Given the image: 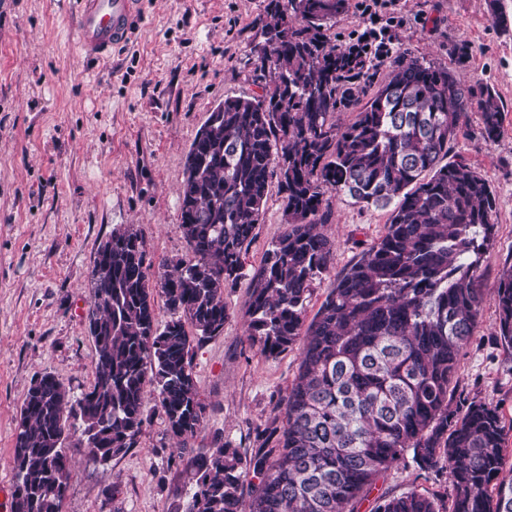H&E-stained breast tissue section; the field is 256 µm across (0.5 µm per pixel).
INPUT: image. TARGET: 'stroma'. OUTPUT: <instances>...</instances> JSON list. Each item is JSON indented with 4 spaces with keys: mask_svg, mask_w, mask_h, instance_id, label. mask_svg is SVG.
Returning <instances> with one entry per match:
<instances>
[{
    "mask_svg": "<svg viewBox=\"0 0 512 512\" xmlns=\"http://www.w3.org/2000/svg\"><path fill=\"white\" fill-rule=\"evenodd\" d=\"M496 24L487 0H398L407 24L401 51L460 68L474 88H493L503 133L484 141L478 112L449 160L475 167L500 198L496 240L480 273L494 287L512 257V0ZM265 0H147V24L110 62L73 49L76 0H0V512H12L16 420L35 378L55 375L73 394L94 383L87 335L90 271L115 225L132 224L153 261L187 258L179 190L196 131L225 98L262 94L252 49L264 40ZM323 230L334 242L329 270L310 287L314 317L336 277L385 232L388 210L331 198ZM286 227L284 195L270 185L266 212L243 257L245 276L224 291L221 335L192 342L204 422L189 447L216 442L245 457L258 431L279 416L299 366L298 347L268 357L248 340V276ZM486 304L460 355V401L487 399L512 417V349L496 339ZM134 445L106 463L90 461L70 429L72 460L62 512H183L186 458L154 404ZM433 493V475L412 459L388 470L358 512L380 496Z\"/></svg>",
    "mask_w": 512,
    "mask_h": 512,
    "instance_id": "35a3bbf8",
    "label": "stroma"
}]
</instances>
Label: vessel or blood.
<instances>
[{"label":"vessel or blood","instance_id":"b4317fda","mask_svg":"<svg viewBox=\"0 0 512 512\" xmlns=\"http://www.w3.org/2000/svg\"><path fill=\"white\" fill-rule=\"evenodd\" d=\"M145 23V0H77V53L97 61L107 59Z\"/></svg>","mask_w":512,"mask_h":512}]
</instances>
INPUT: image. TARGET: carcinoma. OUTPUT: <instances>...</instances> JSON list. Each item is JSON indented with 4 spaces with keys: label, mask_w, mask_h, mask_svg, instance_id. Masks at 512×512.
I'll use <instances>...</instances> for the list:
<instances>
[{
    "label": "carcinoma",
    "mask_w": 512,
    "mask_h": 512,
    "mask_svg": "<svg viewBox=\"0 0 512 512\" xmlns=\"http://www.w3.org/2000/svg\"><path fill=\"white\" fill-rule=\"evenodd\" d=\"M347 8L348 0H267L274 23L255 65L271 85L224 99L186 157L187 259L171 272L165 260L153 264L132 224L115 225L98 247L87 316L94 383L75 397L45 373L29 388L13 449L14 512H61L70 416L96 441L92 459L106 461L135 443L151 385L168 434L194 436L205 407L187 326L203 338L224 332V288L242 277L274 178L287 228L250 277L246 333L266 356L302 342L298 374L280 403L281 424L261 431L274 447L247 459L219 444L187 459L194 491L184 512H356L408 453L449 481L451 504L410 490L377 499L373 512H512V422L485 400L455 404L460 352L486 302L498 314L497 339L512 349V265L495 287H482L498 197L469 164L443 162L472 106L486 141L501 135L503 110L492 88L476 100L462 76L403 54L355 120L337 123L370 82L367 72L349 76L348 51L329 35ZM328 193L390 216L306 325L307 294L333 257L321 231ZM155 266L171 315L163 325ZM250 475L259 483L246 501Z\"/></svg>",
    "instance_id": "cac0c4a2"
}]
</instances>
